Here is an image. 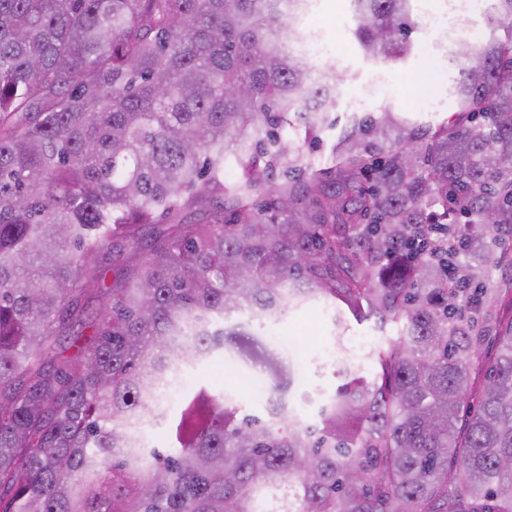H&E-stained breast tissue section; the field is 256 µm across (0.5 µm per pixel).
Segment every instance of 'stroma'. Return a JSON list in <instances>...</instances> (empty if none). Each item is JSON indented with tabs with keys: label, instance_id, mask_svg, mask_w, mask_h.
<instances>
[{
	"label": "stroma",
	"instance_id": "35a3bbf8",
	"mask_svg": "<svg viewBox=\"0 0 512 512\" xmlns=\"http://www.w3.org/2000/svg\"><path fill=\"white\" fill-rule=\"evenodd\" d=\"M317 11L304 17L302 28L318 27L324 40L339 45L340 53L317 60V67L333 64L341 74L336 104L330 110L334 125L321 135L320 143L305 144L315 164H331L333 144L352 122V103L368 100L367 114L377 115L388 109L420 123H438L450 117L455 102L448 86L457 69L447 53V45L425 27H417L410 39L411 53L397 62L367 57L353 37L356 26L349 0H315ZM438 99L435 112L421 111L428 99ZM225 331L246 333L256 349V356L243 353L232 341L223 349L189 367L184 375L183 394L206 390L231 397L240 410L264 414V405L255 403L245 388V381L266 388L275 403L292 411L303 402L305 392L323 389L333 393L338 385L331 372H320L319 366L336 348L334 326L322 308L303 307L286 312L276 322H260L242 311L225 319Z\"/></svg>",
	"mask_w": 512,
	"mask_h": 512
}]
</instances>
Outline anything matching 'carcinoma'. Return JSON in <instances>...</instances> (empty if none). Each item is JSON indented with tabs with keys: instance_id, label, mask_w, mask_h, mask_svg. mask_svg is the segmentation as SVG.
<instances>
[{
	"instance_id": "1",
	"label": "carcinoma",
	"mask_w": 512,
	"mask_h": 512,
	"mask_svg": "<svg viewBox=\"0 0 512 512\" xmlns=\"http://www.w3.org/2000/svg\"><path fill=\"white\" fill-rule=\"evenodd\" d=\"M308 2L0 0V512H512V36L456 45L452 119L355 120L317 169L280 133L336 101ZM412 2L351 0L361 49L405 56ZM310 303L397 325L373 380L339 335L312 422L200 392L145 447L221 321Z\"/></svg>"
}]
</instances>
